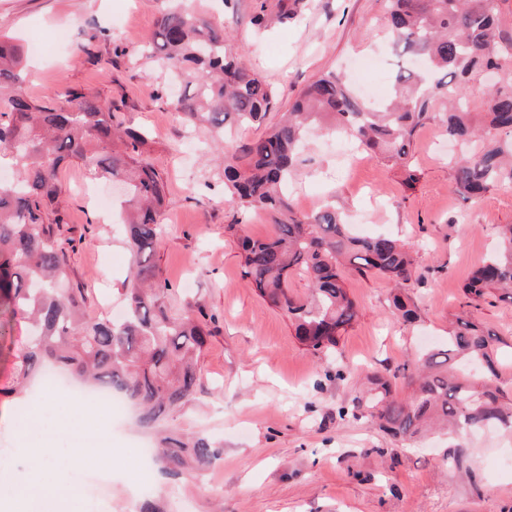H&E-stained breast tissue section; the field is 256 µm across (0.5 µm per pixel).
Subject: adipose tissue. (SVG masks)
I'll list each match as a JSON object with an SVG mask.
<instances>
[{
	"label": "adipose tissue",
	"instance_id": "adipose-tissue-1",
	"mask_svg": "<svg viewBox=\"0 0 512 512\" xmlns=\"http://www.w3.org/2000/svg\"><path fill=\"white\" fill-rule=\"evenodd\" d=\"M30 472L20 478L9 473L0 477V489L10 492L15 503L37 500L40 512H56L58 495L64 489L63 467L57 463L52 454L39 452L29 462Z\"/></svg>",
	"mask_w": 512,
	"mask_h": 512
}]
</instances>
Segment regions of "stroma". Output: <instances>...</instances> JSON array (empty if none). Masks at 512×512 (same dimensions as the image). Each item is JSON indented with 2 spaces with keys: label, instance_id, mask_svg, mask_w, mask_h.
I'll return each instance as SVG.
<instances>
[{
  "label": "stroma",
  "instance_id": "obj_1",
  "mask_svg": "<svg viewBox=\"0 0 512 512\" xmlns=\"http://www.w3.org/2000/svg\"><path fill=\"white\" fill-rule=\"evenodd\" d=\"M197 5L235 44L247 45V65L277 88L268 123L330 71L349 74L360 66L383 76L380 97L392 90L397 54L378 0H309L297 21L263 35L247 24L252 0H238L232 13L219 0ZM156 9L155 0H0V32L28 51V94L43 98L66 87L110 108L124 125L150 132L144 156L167 185L164 234L152 257L168 287L166 308L217 318L200 358L196 399L166 425L185 438L209 436L223 456L203 475L170 477L156 459L140 460L139 448L155 447L157 437L139 426L131 408L113 416L87 405L74 415L44 401L45 429L18 438L12 408L34 395L31 384L0 401V436L10 446L0 471L26 473L35 451L51 449L73 490L59 512H89L87 492L99 480L110 485L105 512H137L146 497L160 512H211L216 505L221 512H512V469L503 464L512 456V430L435 435L413 446L366 418L340 413L369 373L396 370L427 346L445 343L459 313L499 337V384L512 394V303L492 297L475 309L462 306L471 272L495 248L500 227L512 224V187L476 202L456 194L454 154L437 121L416 132L406 169L367 154L346 167L336 151L340 134L312 137L289 183L296 211L330 204L359 216L364 235L401 238L424 281L412 290L420 317L409 324L392 312L385 279L350 275L357 320L335 351L307 350L241 273L238 236L272 234L270 218L242 215L225 203V149H209L207 130L189 134L168 101L167 75L141 56ZM63 28L70 41L54 42ZM60 179L76 240L67 274L85 288L88 313L109 316L124 306L123 282L134 265L116 212L92 200V186L109 194L112 184L94 181L76 163ZM457 454L468 473L450 469Z\"/></svg>",
  "mask_w": 512,
  "mask_h": 512
}]
</instances>
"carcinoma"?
Instances as JSON below:
<instances>
[{"label": "carcinoma", "mask_w": 512, "mask_h": 512, "mask_svg": "<svg viewBox=\"0 0 512 512\" xmlns=\"http://www.w3.org/2000/svg\"><path fill=\"white\" fill-rule=\"evenodd\" d=\"M159 2L142 56L180 84L174 108L184 125L204 126L222 144L232 129L263 123L276 104V89L245 66L243 49L229 47L226 30L193 5ZM307 2L255 0L250 24H286ZM381 2L395 47L419 57L435 83L426 84L403 63L392 96L374 107L344 75L325 73L302 89L284 120L236 145L224 166L225 201L242 213L261 211L274 224L268 237L241 239L242 275L316 353L335 349L358 316L346 286L348 268L388 280L396 290L394 313L411 321L418 312L403 293L415 266L399 239L352 235L334 206L295 211L286 185L309 132L334 127L397 164L407 160L417 130L437 120L462 149L453 167L456 194L477 200L512 187V29L499 26L506 0ZM24 58L22 48L1 33L0 159L11 162L16 177L0 182V312L23 319L28 335L16 355L13 382L39 377L52 363L96 388L126 395L139 405L140 423L158 427L195 398L198 358L212 335L194 311L167 312L165 287L149 263L163 235V178L139 152L147 134L123 127L98 102L71 89L42 101L28 97L22 90ZM490 69L497 72L494 87L472 95L469 88L482 84ZM436 101L448 103V111H431ZM73 161L95 178L125 185V234L135 267L120 320L88 316L85 288L66 278L60 170ZM499 238L498 250L463 287L466 307L478 308L495 291L512 301V224L501 227ZM296 273L309 284L303 297L289 288ZM498 343L495 333L459 316L448 329L447 347L403 363L394 374H370V388L352 400V415L403 442L435 426L451 433L512 429V398L495 383ZM399 373L413 386L406 399L393 390ZM221 456L222 448L206 436L185 441L171 433L159 448L164 470L174 477Z\"/></svg>", "instance_id": "obj_1"}]
</instances>
